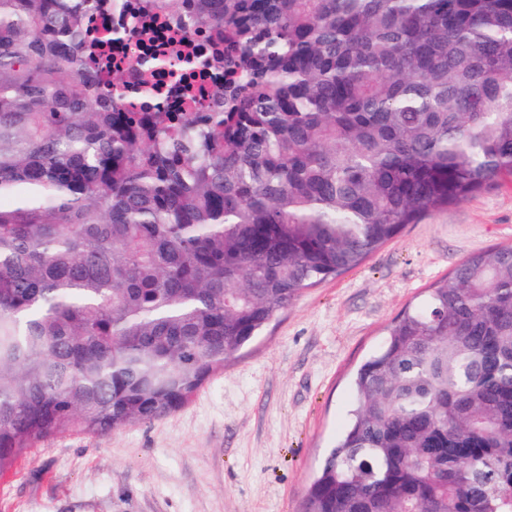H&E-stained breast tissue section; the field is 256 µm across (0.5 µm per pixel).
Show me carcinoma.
Segmentation results:
<instances>
[{
    "mask_svg": "<svg viewBox=\"0 0 512 512\" xmlns=\"http://www.w3.org/2000/svg\"><path fill=\"white\" fill-rule=\"evenodd\" d=\"M99 0H0V474L184 405L307 289L512 176V0H151L224 96L127 112ZM360 364L303 512H512V245Z\"/></svg>",
    "mask_w": 512,
    "mask_h": 512,
    "instance_id": "1",
    "label": "carcinoma"
}]
</instances>
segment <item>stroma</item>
Listing matches in <instances>:
<instances>
[{
  "label": "stroma",
  "instance_id": "1",
  "mask_svg": "<svg viewBox=\"0 0 512 512\" xmlns=\"http://www.w3.org/2000/svg\"><path fill=\"white\" fill-rule=\"evenodd\" d=\"M509 244L512 180L427 213L305 291L175 413L42 440L0 478V512H302L383 328L463 259Z\"/></svg>",
  "mask_w": 512,
  "mask_h": 512
}]
</instances>
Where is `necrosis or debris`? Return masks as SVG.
Listing matches in <instances>:
<instances>
[{"instance_id":"obj_1","label":"necrosis or debris","mask_w":512,"mask_h":512,"mask_svg":"<svg viewBox=\"0 0 512 512\" xmlns=\"http://www.w3.org/2000/svg\"><path fill=\"white\" fill-rule=\"evenodd\" d=\"M91 29L105 34L108 28L120 27L125 31L123 43L113 45L105 56L88 58L87 64L93 71L97 84L103 93H111L114 74H121L123 80V106L135 112H149L154 106L179 114L193 112V97L198 91L207 96H216L224 91V72L220 69L208 71L206 75L182 80L169 70H157L152 79L154 88L150 99H143L139 92L144 76L138 64L143 55H158L165 52L171 39V25H178L185 41V49L197 57L210 52V41L192 23L189 17L178 20L153 18L142 8V0H103L102 8L89 19Z\"/></svg>"}]
</instances>
